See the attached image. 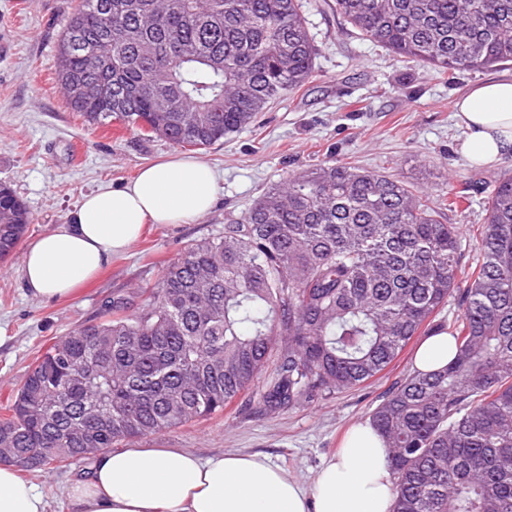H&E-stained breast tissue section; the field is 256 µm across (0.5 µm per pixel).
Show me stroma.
<instances>
[{
    "label": "stroma",
    "mask_w": 512,
    "mask_h": 512,
    "mask_svg": "<svg viewBox=\"0 0 512 512\" xmlns=\"http://www.w3.org/2000/svg\"><path fill=\"white\" fill-rule=\"evenodd\" d=\"M78 0H0V181L27 205L35 239L66 223L83 195L118 187L140 166L174 153L163 138L119 125L97 126L72 111L56 83L57 45ZM316 48L313 74L302 88L275 100L254 124L208 149L201 160L218 173L213 208L187 224H154L125 255L70 299L28 295L21 253L0 261V408L23 386L40 352L61 336L98 319L107 301L143 300L169 261L193 239L242 218L270 187L324 163L348 162L397 177L430 199L447 188L468 200L445 210L443 221L461 228L462 269L478 258L475 232L499 175L512 172V153L491 167L469 164L458 150L461 130L452 102L470 87L512 79V66L448 75L395 59L345 23L336 0H302ZM409 342L381 374L358 388L294 409L273 412L256 382L224 414L130 440L133 448H180L201 457L259 453L309 485L336 453L350 425L413 370ZM93 457L25 473L45 495L47 512H72L68 487L87 477Z\"/></svg>",
    "instance_id": "1"
}]
</instances>
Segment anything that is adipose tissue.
Returning a JSON list of instances; mask_svg holds the SVG:
<instances>
[{
    "instance_id": "1",
    "label": "adipose tissue",
    "mask_w": 512,
    "mask_h": 512,
    "mask_svg": "<svg viewBox=\"0 0 512 512\" xmlns=\"http://www.w3.org/2000/svg\"><path fill=\"white\" fill-rule=\"evenodd\" d=\"M461 155L492 166L512 150V80L489 81L457 98ZM217 190L212 168L174 153L143 166L124 185L84 196L70 221L32 240L21 273L31 296H71L128 251L151 224H185L206 214ZM385 442L368 422L355 425L312 487L257 454L207 459L168 448L99 455L68 489L75 512H390L393 482ZM0 512H46L44 495L15 466L0 463Z\"/></svg>"
}]
</instances>
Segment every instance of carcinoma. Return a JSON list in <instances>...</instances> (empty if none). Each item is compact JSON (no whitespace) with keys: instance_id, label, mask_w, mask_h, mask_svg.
<instances>
[{"instance_id":"carcinoma-1","label":"carcinoma","mask_w":512,"mask_h":512,"mask_svg":"<svg viewBox=\"0 0 512 512\" xmlns=\"http://www.w3.org/2000/svg\"><path fill=\"white\" fill-rule=\"evenodd\" d=\"M347 24L444 72L512 62V0H336ZM112 42V63L83 54ZM68 107L206 149L312 76L301 0H81L58 43ZM104 85L75 97L78 85ZM479 258L459 279V228L405 182L346 163L291 176L170 261L143 305L51 344L0 417L26 471L224 413L270 360L283 411L377 376L455 298L443 369L415 370L371 410L391 512H512V175L488 197ZM33 218L0 183V261Z\"/></svg>"}]
</instances>
